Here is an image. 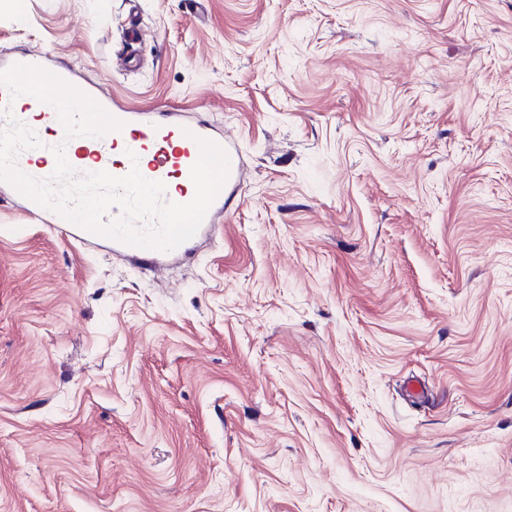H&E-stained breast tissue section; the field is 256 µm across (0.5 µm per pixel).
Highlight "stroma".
I'll list each match as a JSON object with an SVG mask.
<instances>
[{"instance_id":"35a3bbf8","label":"stroma","mask_w":512,"mask_h":512,"mask_svg":"<svg viewBox=\"0 0 512 512\" xmlns=\"http://www.w3.org/2000/svg\"><path fill=\"white\" fill-rule=\"evenodd\" d=\"M27 44L246 178L154 272L0 197V512H512V0H0Z\"/></svg>"}]
</instances>
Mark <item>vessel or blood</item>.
<instances>
[{"label": "vessel or blood", "mask_w": 512, "mask_h": 512, "mask_svg": "<svg viewBox=\"0 0 512 512\" xmlns=\"http://www.w3.org/2000/svg\"><path fill=\"white\" fill-rule=\"evenodd\" d=\"M17 64L52 70L54 75L70 84L75 81L76 74L71 68L51 65L48 55L38 48L12 54L0 62V71ZM84 92L121 122L120 130L109 132L100 138L66 137L56 110L32 97L28 98L24 112L18 113L17 118L23 122L27 119V111L36 112L40 125L54 132L57 143L63 144L65 157L78 174L105 171L112 176L122 177L135 167L146 179L163 182L167 187L165 200L176 203L189 202L195 195L190 171L201 155V141L215 143L229 157V173L197 233L202 236L216 230L218 224L224 220L225 200L237 195L244 178V163L238 152L236 139L219 131L203 118L188 120L178 111L160 112L153 108L131 107L119 103L111 93L97 85L85 87ZM117 148L134 152L136 161L115 163L112 152ZM25 208L43 223L54 225L72 239L82 243L96 239L95 234L41 207L33 200H26ZM193 248L194 243L190 240L178 246L172 253L132 247L116 241L112 244V253L152 267L160 265L172 254L189 256Z\"/></svg>", "instance_id": "obj_1"}]
</instances>
